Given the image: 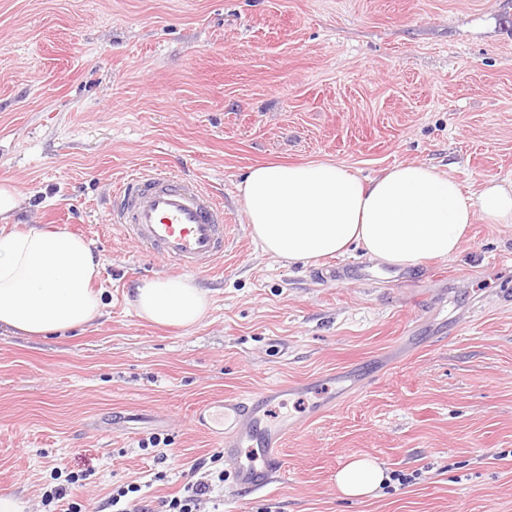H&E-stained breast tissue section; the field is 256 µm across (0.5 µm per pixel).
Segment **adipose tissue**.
Segmentation results:
<instances>
[{"mask_svg": "<svg viewBox=\"0 0 512 512\" xmlns=\"http://www.w3.org/2000/svg\"><path fill=\"white\" fill-rule=\"evenodd\" d=\"M250 235L284 264H307L352 249L388 265L414 268L456 255L475 221L512 224V184L487 181L466 193L448 173L400 164L363 180L331 161L270 163L248 169L239 186ZM20 194L0 179V330L63 336L102 314L101 260L67 229L16 230ZM131 305L141 320L189 329L211 299L189 276L142 281ZM387 476L375 459L352 457L335 474L343 498L369 497Z\"/></svg>", "mask_w": 512, "mask_h": 512, "instance_id": "obj_1", "label": "adipose tissue"}]
</instances>
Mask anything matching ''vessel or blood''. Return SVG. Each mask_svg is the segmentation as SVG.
Instances as JSON below:
<instances>
[{
	"mask_svg": "<svg viewBox=\"0 0 512 512\" xmlns=\"http://www.w3.org/2000/svg\"><path fill=\"white\" fill-rule=\"evenodd\" d=\"M112 221L139 250L174 262L179 269L201 271L223 262L232 242L231 227L214 194L200 182L167 173L159 166L127 176L111 203ZM281 388L224 398V454L233 456L252 442L263 458L262 471L238 468L235 484L245 493L259 490L266 477L281 471L282 432L264 423L269 404Z\"/></svg>",
	"mask_w": 512,
	"mask_h": 512,
	"instance_id": "obj_1",
	"label": "vessel or blood"
}]
</instances>
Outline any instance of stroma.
<instances>
[{
	"instance_id": "obj_1",
	"label": "stroma",
	"mask_w": 512,
	"mask_h": 512,
	"mask_svg": "<svg viewBox=\"0 0 512 512\" xmlns=\"http://www.w3.org/2000/svg\"><path fill=\"white\" fill-rule=\"evenodd\" d=\"M400 163L465 192L512 180V0H0V179L21 227L64 226L104 263L102 317L67 336L0 332V493L46 512H112L139 486L158 512L187 482L197 512H512V224L400 269L361 250L307 266L263 254L239 183L267 161ZM207 187L235 246L193 278L190 329L138 319L136 283L174 277L110 221L132 170ZM270 386L282 476L246 495L204 405ZM159 446H150L152 437ZM390 474L345 499L336 471ZM386 480L389 477L382 466L367 456L352 457L335 474L336 488L346 499L370 497Z\"/></svg>"
}]
</instances>
